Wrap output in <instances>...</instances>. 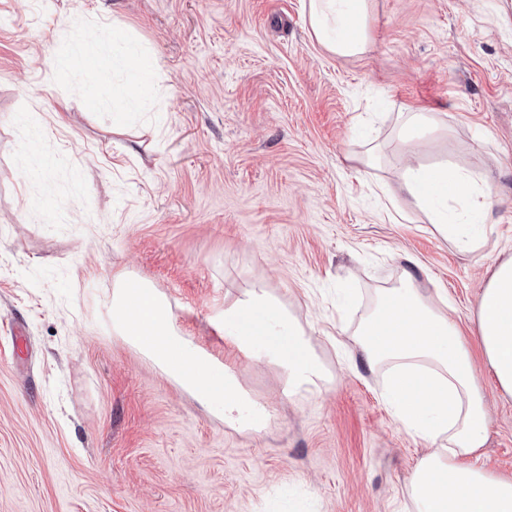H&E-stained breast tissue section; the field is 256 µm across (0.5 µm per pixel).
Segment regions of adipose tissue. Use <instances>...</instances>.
<instances>
[{
	"mask_svg": "<svg viewBox=\"0 0 512 512\" xmlns=\"http://www.w3.org/2000/svg\"><path fill=\"white\" fill-rule=\"evenodd\" d=\"M307 9L312 34L326 51L339 57L367 51L370 0H307ZM404 188L459 247L481 243L482 216L492 196L486 181L456 169L409 167ZM112 325L203 408L227 422L262 429L265 414L238 377L182 336L169 303L151 284L128 272L116 275ZM476 325L500 389L512 395V258L496 265L480 293ZM223 329L225 342L248 358L279 366L288 394L324 386L310 337L263 284L225 303ZM355 336L369 369H387L383 395L401 425L426 439L448 440L410 478L415 512H512V477L493 476L475 463L489 415L474 361L457 326L421 294L413 275L378 298Z\"/></svg>",
	"mask_w": 512,
	"mask_h": 512,
	"instance_id": "ef3b65f1",
	"label": "adipose tissue"
}]
</instances>
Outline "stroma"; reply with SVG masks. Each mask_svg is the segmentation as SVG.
Instances as JSON below:
<instances>
[{
    "mask_svg": "<svg viewBox=\"0 0 512 512\" xmlns=\"http://www.w3.org/2000/svg\"><path fill=\"white\" fill-rule=\"evenodd\" d=\"M368 33L341 58L303 0H0V512H412L432 444L394 417L353 334L413 260L475 361L480 464L512 476V396L475 322L512 257V0H371ZM128 57L148 88L126 103ZM406 108L444 125L415 163L492 186L479 248L407 195L391 139ZM122 271L237 372L262 430L114 334ZM257 283L310 336L321 392L285 395L278 367L225 345V303Z\"/></svg>",
    "mask_w": 512,
    "mask_h": 512,
    "instance_id": "stroma-1",
    "label": "stroma"
}]
</instances>
